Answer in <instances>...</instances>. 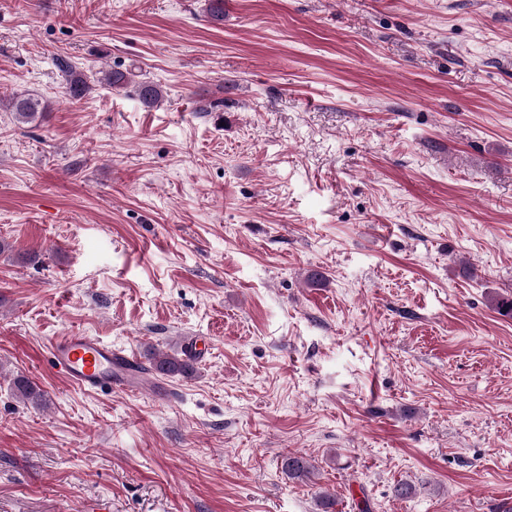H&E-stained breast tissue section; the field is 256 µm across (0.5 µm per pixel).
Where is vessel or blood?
Instances as JSON below:
<instances>
[{
	"label": "vessel or blood",
	"mask_w": 512,
	"mask_h": 512,
	"mask_svg": "<svg viewBox=\"0 0 512 512\" xmlns=\"http://www.w3.org/2000/svg\"><path fill=\"white\" fill-rule=\"evenodd\" d=\"M48 353L53 368L80 389L146 387L147 365L137 355L119 351L97 337L72 331L54 337Z\"/></svg>",
	"instance_id": "vessel-or-blood-1"
}]
</instances>
